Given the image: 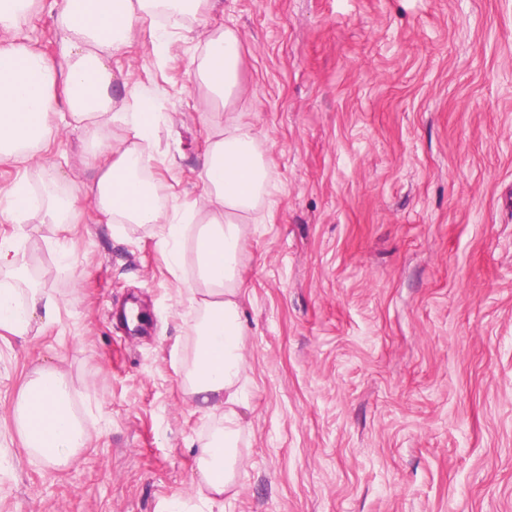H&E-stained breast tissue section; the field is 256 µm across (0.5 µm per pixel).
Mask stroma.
I'll return each instance as SVG.
<instances>
[{"mask_svg": "<svg viewBox=\"0 0 512 512\" xmlns=\"http://www.w3.org/2000/svg\"><path fill=\"white\" fill-rule=\"evenodd\" d=\"M145 20L113 57L164 116L149 172L166 204L200 191L214 123L251 125L275 187L242 259L246 458L224 512H512V0H220L171 54ZM242 41V94L207 112L201 32ZM68 122L0 166L78 194L94 137ZM56 321L0 328V512H162L188 497L211 424L182 390L191 330L153 231L0 222ZM74 262L64 266L62 256ZM54 366L94 428L76 462L28 453L14 409Z\"/></svg>", "mask_w": 512, "mask_h": 512, "instance_id": "obj_1", "label": "stroma"}]
</instances>
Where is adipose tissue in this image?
Returning a JSON list of instances; mask_svg holds the SVG:
<instances>
[{
    "label": "adipose tissue",
    "mask_w": 512,
    "mask_h": 512,
    "mask_svg": "<svg viewBox=\"0 0 512 512\" xmlns=\"http://www.w3.org/2000/svg\"><path fill=\"white\" fill-rule=\"evenodd\" d=\"M217 0H0V163H16L62 131L54 112L63 101L72 116L104 124L127 123L130 146L114 148L99 140L85 157L91 173L83 196L36 194L14 185L0 207V221L28 223L41 213L46 224H62L80 200L115 224L158 229L172 272L187 302L192 347L181 363L182 389L196 407L215 422L197 444V479L190 499L168 502L164 512H214L234 489L245 459L239 449L243 433L238 411L241 379L246 371L245 325L240 267L250 216L268 201L272 169L251 127L235 124L208 140L200 170L201 192L182 223L178 209L156 200L153 183L142 169L153 160L151 136L160 113L112 111V58L134 40L145 18L155 19V55L165 58L172 35L188 18L214 9ZM46 10L59 32L58 52L47 56L20 43L19 32L33 9ZM239 35L232 30L208 33L195 63L194 76L207 90L206 104L226 105L241 93ZM58 301L30 289L25 303L0 290V327L25 335L32 320L49 324ZM16 423L28 451L54 464L75 460L92 432L77 420L64 374L37 373L17 404Z\"/></svg>",
    "instance_id": "adipose-tissue-1"
}]
</instances>
